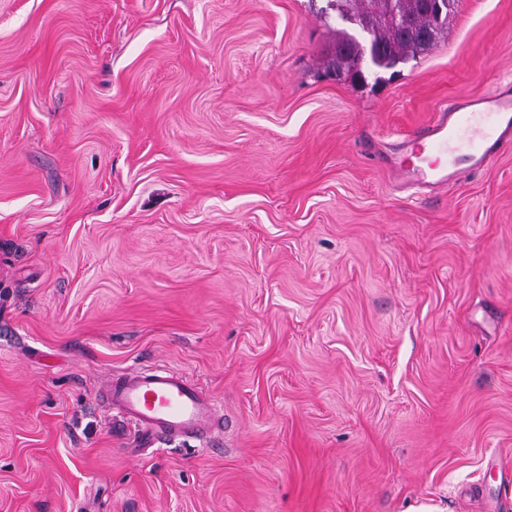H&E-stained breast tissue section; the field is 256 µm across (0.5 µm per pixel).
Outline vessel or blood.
<instances>
[{
  "label": "vessel or blood",
  "instance_id": "b4317fda",
  "mask_svg": "<svg viewBox=\"0 0 512 512\" xmlns=\"http://www.w3.org/2000/svg\"><path fill=\"white\" fill-rule=\"evenodd\" d=\"M512 141V93L495 91L463 98L407 137L425 162L402 167L408 182L442 187L452 180L456 156L476 171L490 168L501 146ZM107 403L138 430L139 439L169 441L207 437L220 418L214 404L184 372L171 367L139 368L122 374L104 391Z\"/></svg>",
  "mask_w": 512,
  "mask_h": 512
}]
</instances>
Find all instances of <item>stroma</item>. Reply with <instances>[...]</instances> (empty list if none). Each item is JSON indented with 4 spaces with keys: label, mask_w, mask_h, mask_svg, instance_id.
<instances>
[{
    "label": "stroma",
    "mask_w": 512,
    "mask_h": 512,
    "mask_svg": "<svg viewBox=\"0 0 512 512\" xmlns=\"http://www.w3.org/2000/svg\"><path fill=\"white\" fill-rule=\"evenodd\" d=\"M327 0H0V512H512V143L436 193L435 108L512 88V0L329 76ZM181 369L224 432L134 447ZM103 394L112 410L138 429L137 440L207 437L222 419L198 385L171 367L124 373Z\"/></svg>",
    "instance_id": "1"
}]
</instances>
